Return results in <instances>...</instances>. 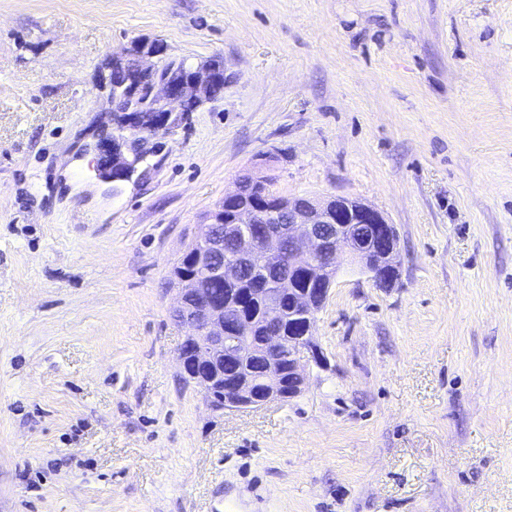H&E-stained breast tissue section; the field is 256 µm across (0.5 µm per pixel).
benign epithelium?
I'll return each mask as SVG.
<instances>
[{"label":"benign epithelium","instance_id":"obj_1","mask_svg":"<svg viewBox=\"0 0 512 512\" xmlns=\"http://www.w3.org/2000/svg\"><path fill=\"white\" fill-rule=\"evenodd\" d=\"M164 55L162 43L139 41L131 62L121 69L112 112L123 115L122 126L134 133L163 134L177 114L212 99V88L224 84L222 67L205 63L193 69L165 61ZM100 148L106 153L98 163L101 175L124 180L135 172L119 138H104ZM226 240L236 244V252L234 260L222 263ZM192 244L195 272L182 270L175 276L179 294L174 313L186 329L178 362L215 410L256 409L302 392L304 354L320 361L313 339L314 314L325 304L334 279L298 291L292 288L298 269L319 264L335 272L337 256L343 253L378 287H392L398 274L396 230L376 208L345 197L281 199L249 174L237 179ZM275 264L288 266V274L279 287L258 289L265 296L267 325L260 342L263 369L257 376L226 373L225 355H251L253 328L247 321L228 322L224 300L208 294L203 283L222 280L232 285L242 267L264 270ZM285 316L293 322L294 334L288 337L281 329Z\"/></svg>","mask_w":512,"mask_h":512}]
</instances>
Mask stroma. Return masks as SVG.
<instances>
[{
    "label": "stroma",
    "mask_w": 512,
    "mask_h": 512,
    "mask_svg": "<svg viewBox=\"0 0 512 512\" xmlns=\"http://www.w3.org/2000/svg\"><path fill=\"white\" fill-rule=\"evenodd\" d=\"M223 93L94 199L133 42ZM398 237L303 392L217 412L171 269L238 177ZM0 512H512V0H0Z\"/></svg>",
    "instance_id": "obj_1"
}]
</instances>
